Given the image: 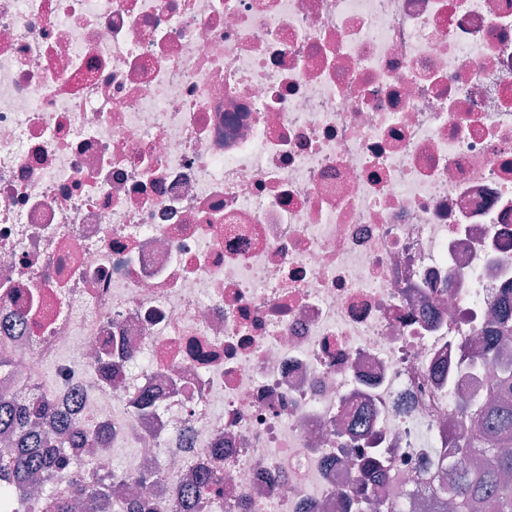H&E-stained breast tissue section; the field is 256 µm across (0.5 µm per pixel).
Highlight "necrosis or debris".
Segmentation results:
<instances>
[{"mask_svg":"<svg viewBox=\"0 0 512 512\" xmlns=\"http://www.w3.org/2000/svg\"><path fill=\"white\" fill-rule=\"evenodd\" d=\"M509 293L512 0H0V390L86 471L424 512Z\"/></svg>","mask_w":512,"mask_h":512,"instance_id":"4bbe7bcc","label":"necrosis or debris"}]
</instances>
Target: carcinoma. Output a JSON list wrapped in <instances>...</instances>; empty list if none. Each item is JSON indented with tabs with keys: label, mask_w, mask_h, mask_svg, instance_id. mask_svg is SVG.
I'll return each mask as SVG.
<instances>
[{
	"label": "carcinoma",
	"mask_w": 512,
	"mask_h": 512,
	"mask_svg": "<svg viewBox=\"0 0 512 512\" xmlns=\"http://www.w3.org/2000/svg\"><path fill=\"white\" fill-rule=\"evenodd\" d=\"M494 329L482 336L485 351L463 355L462 372L492 367L497 375L482 399L469 395L457 413L474 424L465 435L448 438L449 458L454 461L446 494H430L426 512H512V357L500 348L512 337V304L494 308ZM53 415L51 402L39 400L18 407L0 396V434L13 438V449L0 453V494L22 503L24 512H109L112 503L105 484H88L83 463L71 460L69 448L86 443L77 423L63 422L50 437L37 429L38 421ZM224 492L221 477H211L184 493L176 512H194V500Z\"/></svg>",
	"instance_id": "obj_1"
}]
</instances>
